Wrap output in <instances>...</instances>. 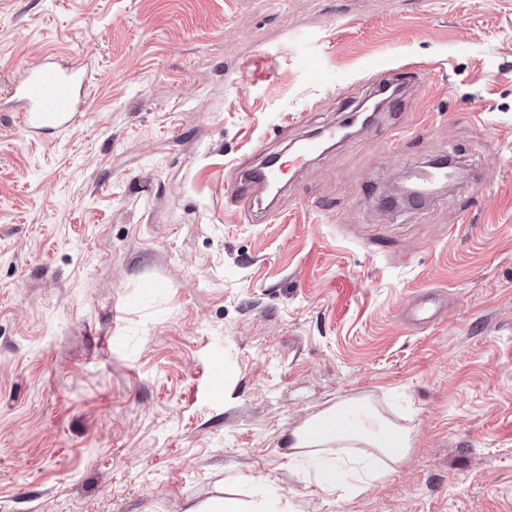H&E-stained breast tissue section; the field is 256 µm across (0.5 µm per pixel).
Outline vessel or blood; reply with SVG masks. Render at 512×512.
I'll list each match as a JSON object with an SVG mask.
<instances>
[{
	"label": "vessel or blood",
	"mask_w": 512,
	"mask_h": 512,
	"mask_svg": "<svg viewBox=\"0 0 512 512\" xmlns=\"http://www.w3.org/2000/svg\"><path fill=\"white\" fill-rule=\"evenodd\" d=\"M88 73L83 62H58L48 59L30 68L18 82L0 92V99L16 106L21 129L30 136L77 126L89 105ZM342 127L328 124L290 145L289 151L269 152L258 148L242 174L229 178L224 186L227 208L253 217L257 195H266L263 210L268 220L279 213L274 206L276 188L284 187L289 174L302 163L322 155L330 145L342 139ZM442 303L436 294L415 297L406 308V320L415 327H430L439 322Z\"/></svg>",
	"instance_id": "obj_1"
}]
</instances>
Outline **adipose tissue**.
<instances>
[{
    "label": "adipose tissue",
    "instance_id": "adipose-tissue-1",
    "mask_svg": "<svg viewBox=\"0 0 512 512\" xmlns=\"http://www.w3.org/2000/svg\"><path fill=\"white\" fill-rule=\"evenodd\" d=\"M412 446L409 430L393 424L371 404H364L356 420H348L341 406L311 415L288 434L292 456L319 458L315 481L327 494L343 486L363 489L382 481L390 464L401 462ZM340 448H359V457L342 458Z\"/></svg>",
    "mask_w": 512,
    "mask_h": 512
}]
</instances>
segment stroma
Wrapping results in <instances>:
<instances>
[{"mask_svg": "<svg viewBox=\"0 0 512 512\" xmlns=\"http://www.w3.org/2000/svg\"><path fill=\"white\" fill-rule=\"evenodd\" d=\"M49 57L90 102L40 139L0 107V512H512V0H0V87ZM379 58L431 71L277 221L226 213L233 165L351 121ZM445 155L461 181L380 206ZM364 397L413 445L325 495L288 431ZM442 303L434 293L415 297L406 308V321L415 327H430L439 322ZM185 512H247L235 498L216 497L204 504H192Z\"/></svg>", "mask_w": 512, "mask_h": 512, "instance_id": "obj_1", "label": "stroma"}]
</instances>
